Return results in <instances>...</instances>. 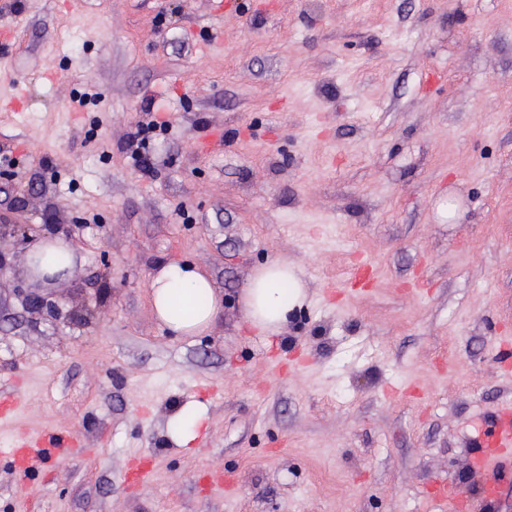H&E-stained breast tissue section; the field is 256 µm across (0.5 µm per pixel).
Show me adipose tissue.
<instances>
[{
    "label": "adipose tissue",
    "instance_id": "ef3b65f1",
    "mask_svg": "<svg viewBox=\"0 0 512 512\" xmlns=\"http://www.w3.org/2000/svg\"><path fill=\"white\" fill-rule=\"evenodd\" d=\"M153 308L158 320L180 336H197L212 328L222 308L211 279L201 271L171 263L161 267L150 282ZM206 294L205 307H197L198 294ZM308 296L298 265L276 258L257 268L244 292L248 323L266 335L282 334L289 314Z\"/></svg>",
    "mask_w": 512,
    "mask_h": 512
}]
</instances>
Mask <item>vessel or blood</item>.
<instances>
[{"instance_id":"obj_1","label":"vessel or blood","mask_w":512,"mask_h":512,"mask_svg":"<svg viewBox=\"0 0 512 512\" xmlns=\"http://www.w3.org/2000/svg\"><path fill=\"white\" fill-rule=\"evenodd\" d=\"M78 446V440L66 434L46 432L33 436L21 432L13 437L8 454L24 471L33 459L70 453ZM470 468L480 485L483 501L496 502L503 486L512 480V405H504L496 412L485 440L471 451ZM430 491L438 500L450 504L454 512H473V502L461 497L448 482H436Z\"/></svg>"}]
</instances>
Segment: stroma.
I'll list each match as a JSON object with an SVG mask.
<instances>
[{"label":"stroma","instance_id":"stroma-1","mask_svg":"<svg viewBox=\"0 0 512 512\" xmlns=\"http://www.w3.org/2000/svg\"><path fill=\"white\" fill-rule=\"evenodd\" d=\"M237 3L220 22L209 0H0V103L20 102L0 106V220L68 225L73 255L65 284L22 250L0 283V387L29 402L0 427V512H451L439 480L512 512V484L481 504L469 467L512 404V0ZM149 100L169 126L145 175L124 145ZM274 258L308 297L266 338L241 296ZM171 262L223 297L208 333L156 319ZM72 286L88 322L22 307ZM18 429L81 449L24 474Z\"/></svg>","mask_w":512,"mask_h":512}]
</instances>
